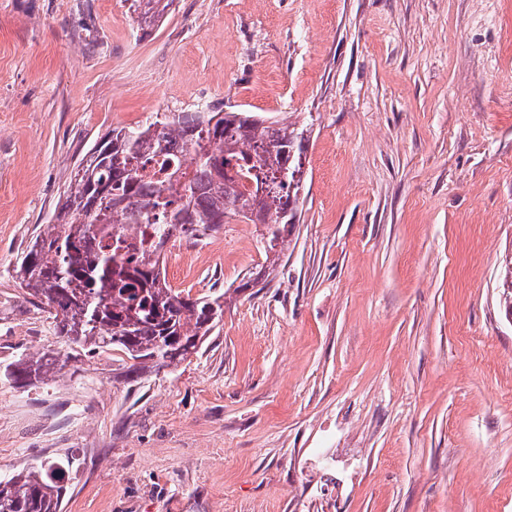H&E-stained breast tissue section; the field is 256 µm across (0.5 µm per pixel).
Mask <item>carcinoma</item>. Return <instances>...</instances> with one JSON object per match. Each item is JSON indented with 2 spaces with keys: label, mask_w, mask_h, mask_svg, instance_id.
<instances>
[{
  "label": "carcinoma",
  "mask_w": 512,
  "mask_h": 512,
  "mask_svg": "<svg viewBox=\"0 0 512 512\" xmlns=\"http://www.w3.org/2000/svg\"><path fill=\"white\" fill-rule=\"evenodd\" d=\"M174 0H131L136 28L158 26ZM305 124L269 122L253 112H173L142 126L114 128L95 145L71 178L53 221L15 269L19 287L52 315L55 335L73 354L86 348L123 354L133 377L186 361L197 353L224 314L226 294L197 298L171 288L156 260L170 236L186 226L215 230L228 217L247 218L267 231L265 260L277 265L288 236L300 221ZM152 139L158 169L143 174L142 143ZM248 159L245 176L266 186L248 193L227 168ZM154 225L155 239L140 255L102 248L121 225ZM506 314L512 315V258L502 281ZM59 356L43 352L3 369L23 388L47 375ZM79 464L70 457L22 469L0 480V512H61L64 472Z\"/></svg>",
  "instance_id": "carcinoma-1"
}]
</instances>
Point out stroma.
<instances>
[{
    "label": "stroma",
    "mask_w": 512,
    "mask_h": 512,
    "mask_svg": "<svg viewBox=\"0 0 512 512\" xmlns=\"http://www.w3.org/2000/svg\"><path fill=\"white\" fill-rule=\"evenodd\" d=\"M308 123L301 218L182 242L225 290L197 354L0 380V479L78 455L62 512H512V0H0V365L64 345L14 269L86 152L155 113ZM129 12L138 30L146 32L158 26L170 12L174 0H131Z\"/></svg>",
    "instance_id": "35a3bbf8"
}]
</instances>
